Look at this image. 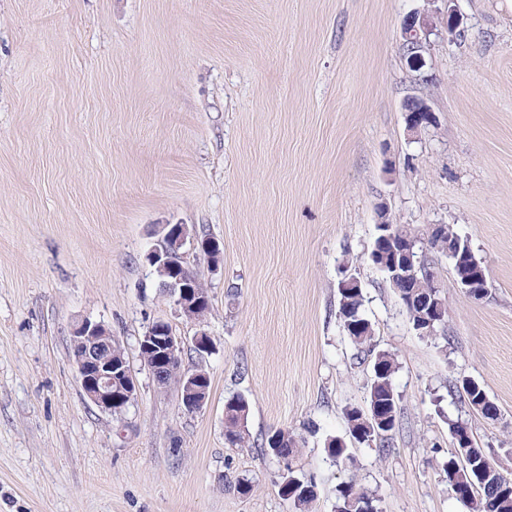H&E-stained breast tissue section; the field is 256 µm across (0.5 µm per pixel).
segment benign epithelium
<instances>
[{
  "label": "benign epithelium",
  "mask_w": 512,
  "mask_h": 512,
  "mask_svg": "<svg viewBox=\"0 0 512 512\" xmlns=\"http://www.w3.org/2000/svg\"><path fill=\"white\" fill-rule=\"evenodd\" d=\"M427 7L412 13L403 21L401 27L402 45L411 55L406 64L410 71L419 73L425 66L424 53L428 51L431 37H445L454 40L464 29V17L457 8V0H425ZM407 131L412 135L436 123L435 113L427 100L415 97L411 108L406 110ZM414 243L392 253H401L402 263L393 264L394 284L398 288L435 287L433 274L424 270L421 259L413 254ZM190 250L206 252L211 266H218L223 259V250L219 242L205 243L199 237L188 232L182 224L173 225L145 254V260L153 271L168 278L164 292L172 299L175 307L186 314L202 305V296L193 286L192 276L187 266V254ZM458 285L468 296L479 299L487 291V278L484 275L474 277L464 271V260L458 254H451ZM446 312L440 305H432L429 315L419 314V322L428 330L424 336L432 335L431 328L437 320H444ZM112 332L100 322L83 320L74 326L71 346L78 379L87 399L105 412H112L113 405L127 407L133 404L137 396V381L132 375L129 363L116 359L112 355ZM139 349H154L159 358L147 366L152 379L163 377L168 372L180 369L182 341L173 332L171 325L163 320L154 322L139 339ZM123 381L126 390L115 392L112 386ZM196 376H187L185 390L180 394L182 407L189 413L201 411L207 404V398L197 394ZM450 488L455 498L460 500L475 497L477 486L466 476L451 475Z\"/></svg>",
  "instance_id": "obj_1"
}]
</instances>
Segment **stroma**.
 <instances>
[{
	"instance_id": "35a3bbf8",
	"label": "stroma",
	"mask_w": 512,
	"mask_h": 512,
	"mask_svg": "<svg viewBox=\"0 0 512 512\" xmlns=\"http://www.w3.org/2000/svg\"><path fill=\"white\" fill-rule=\"evenodd\" d=\"M424 0H0V512H295L264 442L305 445L310 512L368 488L379 512H465L439 463L468 423L512 478V0H458L465 33L435 40L425 81L399 38ZM433 126L409 135L403 104ZM394 222L452 225L485 268L468 297L426 249L447 333L418 336L366 259L379 203ZM218 240L187 262L208 286L213 349L160 292L144 256L163 225ZM354 273L374 341L399 363L393 450L353 443L333 463L346 408L372 365L337 317ZM82 319L125 348L139 391L123 422L83 394L71 351ZM183 368L210 376L183 411L138 355L156 320ZM477 381L498 409L459 396ZM245 395L248 447L224 443V404ZM252 483L240 494L238 479ZM413 98L411 108L405 110L407 131L417 135L422 129L432 126L436 122L435 113L427 100L419 97Z\"/></svg>"
}]
</instances>
